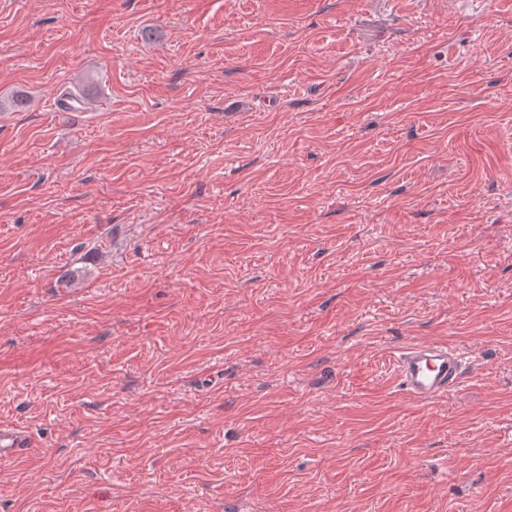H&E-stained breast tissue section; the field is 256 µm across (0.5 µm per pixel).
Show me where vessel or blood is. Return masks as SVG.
<instances>
[{
  "mask_svg": "<svg viewBox=\"0 0 512 512\" xmlns=\"http://www.w3.org/2000/svg\"><path fill=\"white\" fill-rule=\"evenodd\" d=\"M399 390L418 400H434L457 386L463 374L459 352L439 344L414 343L394 359ZM32 446L29 435L13 427L0 426V461L26 453Z\"/></svg>",
  "mask_w": 512,
  "mask_h": 512,
  "instance_id": "obj_1",
  "label": "vessel or blood"
}]
</instances>
